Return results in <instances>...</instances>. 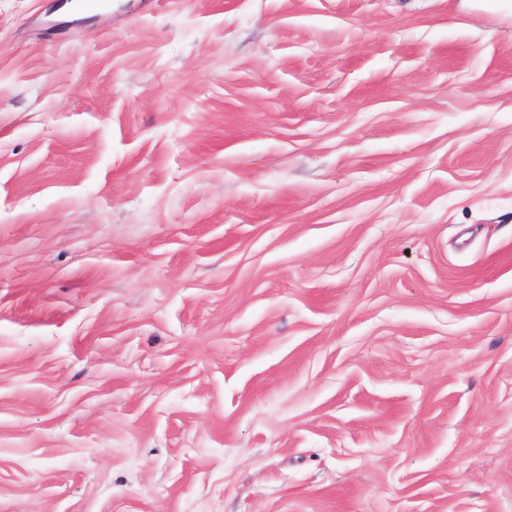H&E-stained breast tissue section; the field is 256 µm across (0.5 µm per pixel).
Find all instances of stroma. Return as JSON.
<instances>
[{
	"instance_id": "stroma-1",
	"label": "stroma",
	"mask_w": 512,
	"mask_h": 512,
	"mask_svg": "<svg viewBox=\"0 0 512 512\" xmlns=\"http://www.w3.org/2000/svg\"><path fill=\"white\" fill-rule=\"evenodd\" d=\"M0 512H512V21L0 0Z\"/></svg>"
}]
</instances>
